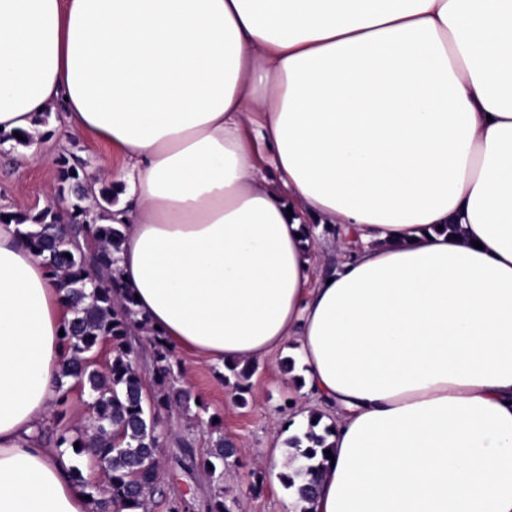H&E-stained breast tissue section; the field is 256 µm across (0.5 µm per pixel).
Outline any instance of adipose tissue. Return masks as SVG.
<instances>
[{
  "mask_svg": "<svg viewBox=\"0 0 512 512\" xmlns=\"http://www.w3.org/2000/svg\"><path fill=\"white\" fill-rule=\"evenodd\" d=\"M57 102L108 148L150 329L297 359L313 512H512V0H0V132ZM70 317L0 224V512H92L39 437ZM331 232L337 236L338 229L334 228ZM333 234L323 232L321 239L318 240V260L313 271L316 277L330 273L343 259L344 252L340 249Z\"/></svg>",
  "mask_w": 512,
  "mask_h": 512,
  "instance_id": "1",
  "label": "adipose tissue"
}]
</instances>
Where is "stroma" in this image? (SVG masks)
<instances>
[{
    "label": "stroma",
    "instance_id": "stroma-1",
    "mask_svg": "<svg viewBox=\"0 0 512 512\" xmlns=\"http://www.w3.org/2000/svg\"><path fill=\"white\" fill-rule=\"evenodd\" d=\"M32 134L46 154L45 163L21 165L18 145L0 143V213L34 214L58 203L59 161L81 160L85 174L92 179L105 155L103 145L92 134L69 130L59 105L50 110L48 118L36 119ZM287 358V353L278 352L257 360L249 390L239 400L232 386L218 379V365L179 354L174 384L189 390L193 401L158 414L163 435L158 456L162 492L150 500L147 512H168L173 499L187 501L196 510L216 493L223 494L231 512H288L292 494L280 475L288 469L290 459L270 454L274 435L284 434L285 421L304 407L290 386ZM214 419L220 422L215 429L210 426ZM221 435L236 443L238 454L226 462L223 482L216 483L202 470L189 467L184 450L192 448L196 459H205Z\"/></svg>",
    "mask_w": 512,
    "mask_h": 512
}]
</instances>
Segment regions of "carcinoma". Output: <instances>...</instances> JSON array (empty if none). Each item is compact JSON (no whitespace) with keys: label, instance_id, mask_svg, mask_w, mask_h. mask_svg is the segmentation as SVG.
<instances>
[{"label":"carcinoma","instance_id":"1","mask_svg":"<svg viewBox=\"0 0 512 512\" xmlns=\"http://www.w3.org/2000/svg\"><path fill=\"white\" fill-rule=\"evenodd\" d=\"M81 170L63 159L57 169L60 190H68L70 204L65 212L48 206L35 215L0 213V219L10 217L28 247L42 257L51 275L66 291L73 313L65 327L64 338L70 351L63 376L76 380L88 390V417L75 430H41V437L57 448H68L82 456L93 451L95 462L106 475L101 496H90L97 512H120L127 508L136 512L144 509L146 501L161 493L158 454L162 447L157 430V412L173 404L185 405L190 395L185 390L166 387L177 362L176 351L161 337L153 334L147 341L157 356L155 385L160 390L148 395L137 365V354L128 337L135 328L146 323L137 319L131 298L121 293L113 265V252L118 249L121 231L100 222L112 208L114 187L105 184L88 203ZM95 230L96 244L90 251L75 246L78 234ZM110 345L111 358L99 365L93 359L100 345ZM235 378L234 387L240 394L247 390L246 381L255 371L248 365L239 370L228 367ZM310 430L309 442L301 448L302 439H288L291 467L280 474L283 485L294 497L306 504L300 512H312L317 481L323 469L328 449L326 434ZM79 448H74V444ZM236 448L219 437L210 457L196 461L189 458L190 467L201 468L211 476L224 478V460L234 456Z\"/></svg>","mask_w":512,"mask_h":512}]
</instances>
